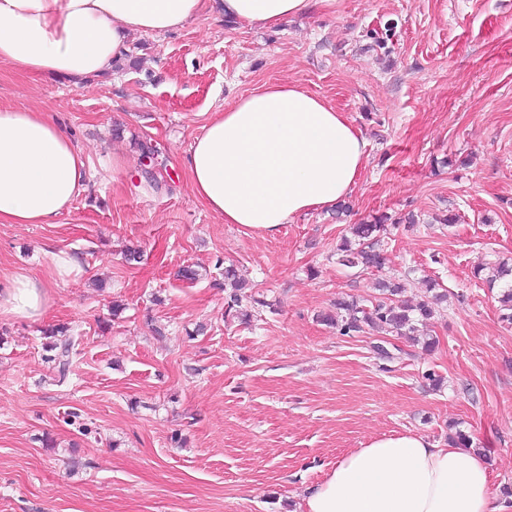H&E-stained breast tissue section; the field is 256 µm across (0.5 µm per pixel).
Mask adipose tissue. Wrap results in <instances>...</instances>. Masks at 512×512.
<instances>
[{"label": "adipose tissue", "instance_id": "adipose-tissue-1", "mask_svg": "<svg viewBox=\"0 0 512 512\" xmlns=\"http://www.w3.org/2000/svg\"><path fill=\"white\" fill-rule=\"evenodd\" d=\"M312 0H0V62L51 78L111 70L134 33L178 30L208 12L244 27L306 14ZM366 141L305 88L266 83L211 115L182 164L195 197L225 223L275 235L352 191ZM90 181L81 151L46 113L0 107V224H54ZM46 286L19 274L0 312L43 311ZM303 512H503L485 457L407 432L345 454L311 485Z\"/></svg>", "mask_w": 512, "mask_h": 512}]
</instances>
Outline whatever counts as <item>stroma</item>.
Wrapping results in <instances>:
<instances>
[{"label": "stroma", "mask_w": 512, "mask_h": 512, "mask_svg": "<svg viewBox=\"0 0 512 512\" xmlns=\"http://www.w3.org/2000/svg\"><path fill=\"white\" fill-rule=\"evenodd\" d=\"M270 81L324 98L367 143L346 216L272 237L210 213L181 163L212 113ZM0 103L50 113L91 173L58 223L0 224V284L50 287L39 319L0 313V512H301L349 451L408 431L443 445L454 424L512 487V322L475 274L512 265V0H336L265 28L204 12L132 35L121 65L80 84L0 63ZM380 216L381 265H337L347 226ZM228 266L264 302L250 323L224 316ZM399 278L414 303L427 279L448 291L433 350L322 322ZM58 324L78 337L64 386L42 348Z\"/></svg>", "instance_id": "stroma-1"}]
</instances>
